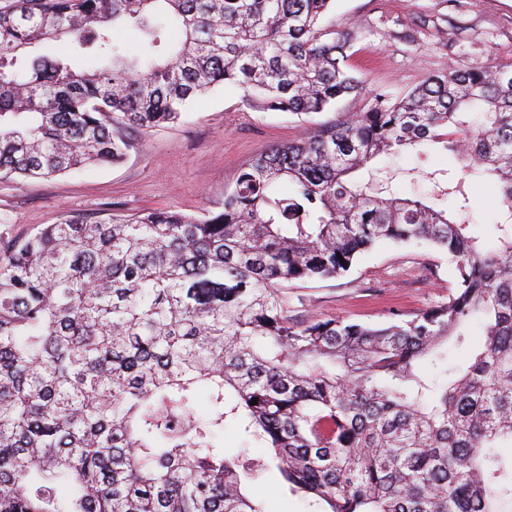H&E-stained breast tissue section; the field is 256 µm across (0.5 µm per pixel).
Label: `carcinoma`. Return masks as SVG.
I'll list each match as a JSON object with an SVG mask.
<instances>
[{
	"label": "carcinoma",
	"mask_w": 512,
	"mask_h": 512,
	"mask_svg": "<svg viewBox=\"0 0 512 512\" xmlns=\"http://www.w3.org/2000/svg\"><path fill=\"white\" fill-rule=\"evenodd\" d=\"M332 2L0 0V180L119 162V130L175 123L228 82L265 110L331 108L363 85L352 32L323 24ZM61 38L94 66L39 51ZM424 141L461 177L420 199L351 181ZM473 172L495 177L493 244L442 206L466 210ZM381 240L447 254L448 299L378 326L288 318L284 284L341 277ZM474 317L469 361L426 375ZM228 425L263 454L226 453ZM496 448H512V68L379 92L252 158L202 218L77 215L24 238L0 219V512H266L247 486L272 469L310 512H501Z\"/></svg>",
	"instance_id": "obj_1"
}]
</instances>
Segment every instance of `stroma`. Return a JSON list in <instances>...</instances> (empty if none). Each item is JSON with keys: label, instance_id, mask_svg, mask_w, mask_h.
<instances>
[{"label": "stroma", "instance_id": "35a3bbf8", "mask_svg": "<svg viewBox=\"0 0 512 512\" xmlns=\"http://www.w3.org/2000/svg\"><path fill=\"white\" fill-rule=\"evenodd\" d=\"M327 21L338 29L351 26L352 62L364 85L361 94L316 115L319 123L363 111L376 92L403 94L452 64L512 67V0H335ZM242 96V89L228 85L196 101L180 123L125 130L130 148L119 165L50 180L0 182V218L23 238L65 216L217 210L245 162L308 130L297 117L246 105ZM455 170L439 145L426 142L379 157L373 170H361L358 177L411 197L430 193V173ZM467 191L463 220L494 240L500 220L494 187L473 175ZM453 284L446 255L424 244L383 242L346 275L295 282L284 293L289 317L300 322L342 317L381 324L393 314L409 317L445 300ZM250 492L267 512H308L304 500L281 490L276 471L252 482Z\"/></svg>", "mask_w": 512, "mask_h": 512}]
</instances>
